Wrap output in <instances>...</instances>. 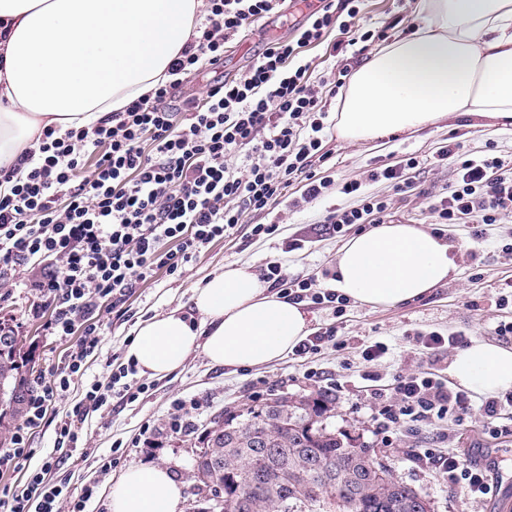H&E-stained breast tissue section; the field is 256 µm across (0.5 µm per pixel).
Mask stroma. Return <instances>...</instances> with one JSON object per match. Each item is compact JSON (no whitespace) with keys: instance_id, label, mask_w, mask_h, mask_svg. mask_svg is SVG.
I'll return each mask as SVG.
<instances>
[{"instance_id":"35a3bbf8","label":"stroma","mask_w":512,"mask_h":512,"mask_svg":"<svg viewBox=\"0 0 512 512\" xmlns=\"http://www.w3.org/2000/svg\"><path fill=\"white\" fill-rule=\"evenodd\" d=\"M309 10L301 0H285L283 15L275 29L259 26L243 30L229 45L218 74L226 78L240 76L253 63L263 40L292 39ZM360 22L383 27L388 37L411 32L417 20L412 0H362ZM457 141L472 155L497 153L512 155V125L473 114L456 115L434 126L396 134L385 145L371 142L348 143L329 135L326 148L332 153L325 174L335 187L349 179L361 182L362 192L377 193L391 201L393 223L420 224L434 230L428 203L445 193L455 179L451 162L438 158L441 147ZM408 155L417 156L420 167L410 172V188L396 190L393 184L370 179L373 169L396 163ZM302 185L291 190L290 201L277 206V232L265 238H252L248 227L268 223L263 214L248 216L246 226L233 235L210 243L189 265L183 278L157 272L130 293L125 305L136 319L147 318L173 308L190 307L191 289L206 277L228 265L264 268L268 262H281L289 277L314 280L325 289L331 278L336 255L346 241L323 225L327 211L352 206L356 195L334 190L310 203L302 202ZM445 241L464 243L455 252V275L421 299L390 308H372L349 303L343 313L328 308L308 306L313 332L336 327L334 341L322 344L318 353L299 357L293 354L265 365L234 371L212 365L202 352L192 353L184 365L165 378L151 379L150 391L132 403L113 396L109 415H89L84 424L83 453L65 460L61 472L72 487L93 484L95 497L87 512H109L108 493L120 474L132 465H158L170 469L182 488L181 508H199L210 504V494L202 490L195 477L199 441L210 422L218 416L239 413L281 395L317 397L329 393L333 399L329 427L349 434L354 443L367 448L383 462L398 481L416 489L431 503L432 512H512V435L496 436L482 427V396L463 419L444 418L435 424L417 423L393 432L391 444H384L377 432L378 405L370 393L386 389L401 374L428 371L448 377L453 360L451 353L438 356L422 353L418 334L432 331L462 332L466 341L476 339L512 348V335L501 336L498 325L512 322V254L505 245L512 244V217L504 223L486 227L482 236H474L466 224L440 230ZM31 272L20 269L0 277V318L9 319L24 338V354L35 373L56 365L70 347L69 341L45 335L44 316L33 315L31 308L41 298L29 284ZM134 321L108 320L99 350L87 358L85 374L75 382L68 399L59 401L51 415L35 429V448L52 450L55 428L73 405L86 384L101 378L114 357L124 356L134 336ZM383 342L388 351L379 361L366 362L363 351L374 342ZM198 399L202 405L193 411L190 423L182 432L168 428V418L175 399ZM154 421L163 445L149 448L140 444L141 427ZM119 448L121 458L110 472H102L101 459ZM475 457L483 448L492 449L488 473L496 491L493 496L471 498L462 487L448 486L436 473L433 464L422 460L423 449Z\"/></svg>"}]
</instances>
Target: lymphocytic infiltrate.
<instances>
[{
    "mask_svg": "<svg viewBox=\"0 0 512 512\" xmlns=\"http://www.w3.org/2000/svg\"><path fill=\"white\" fill-rule=\"evenodd\" d=\"M207 2L206 15L196 18L187 46L168 68L169 82L93 127L62 135L46 130L34 149L0 171L9 185L0 192V270H37L33 286L51 309L46 334L77 338L56 369L36 377L23 423L0 448L1 469L33 458L30 430L84 375L86 359L101 344L104 313L128 320L130 290L159 269L183 276L203 247L232 234L250 214L272 213L294 183H304L308 201L330 186L317 170L332 158L324 148L327 103L347 72L313 80V61L302 49L322 46L332 56L385 40V29L357 24L360 0H322L294 39L267 41L238 78L213 79L203 94L176 104L174 92L186 78L222 64L228 44L280 12L284 0ZM439 157L453 161L457 179L428 205L436 223L492 225L512 216V157L468 158L454 146ZM359 189L355 180L341 186L346 195ZM390 215L386 197L367 194L325 221L340 231L382 224ZM260 276L298 302L332 308L340 301L335 292L288 277L276 261ZM136 373L134 364L119 363L90 383L59 422L55 451H76L88 414L107 410L112 395L132 403L146 393L149 386ZM471 407L468 392L409 373L398 377L379 409V429L459 418ZM424 454L449 484L479 498L493 493L485 470L430 448ZM53 466L49 459L30 470L23 489L1 488L0 512H86L93 485L74 490L52 477Z\"/></svg>",
    "mask_w": 512,
    "mask_h": 512,
    "instance_id": "1",
    "label": "lymphocytic infiltrate"
}]
</instances>
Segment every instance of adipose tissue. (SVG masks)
Returning a JSON list of instances; mask_svg holds the SVG:
<instances>
[{
  "label": "adipose tissue",
  "instance_id": "1",
  "mask_svg": "<svg viewBox=\"0 0 512 512\" xmlns=\"http://www.w3.org/2000/svg\"><path fill=\"white\" fill-rule=\"evenodd\" d=\"M205 0H0V168L42 130L93 126L167 81ZM415 31L371 53L336 108L350 143L425 127L456 113L512 124V0H414ZM452 247L415 224H378L350 236L329 286L386 308L429 294L455 269ZM190 311L138 322L125 351L141 374L166 377L202 351L211 364L245 369L284 358L306 336L303 304L244 266L193 288ZM477 394L512 388V350L474 341L450 365ZM168 470L132 466L108 496L110 512H181Z\"/></svg>",
  "mask_w": 512,
  "mask_h": 512
}]
</instances>
